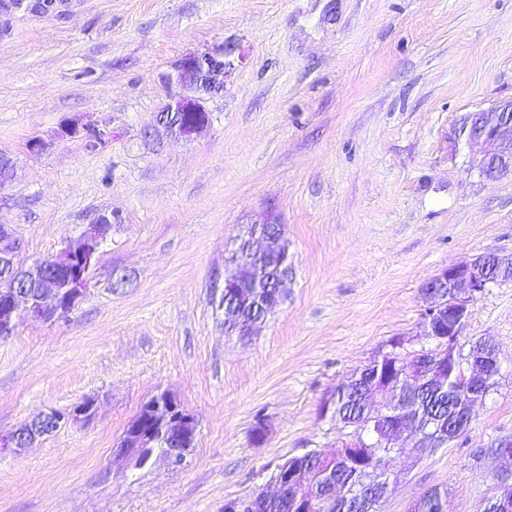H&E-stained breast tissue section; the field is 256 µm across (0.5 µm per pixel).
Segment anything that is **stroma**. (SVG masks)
Listing matches in <instances>:
<instances>
[{
  "instance_id": "stroma-1",
  "label": "stroma",
  "mask_w": 512,
  "mask_h": 512,
  "mask_svg": "<svg viewBox=\"0 0 512 512\" xmlns=\"http://www.w3.org/2000/svg\"><path fill=\"white\" fill-rule=\"evenodd\" d=\"M243 51L206 95L195 138L156 123L195 91L190 52ZM512 98V0H61L0 18V224L18 264L55 253L98 214L120 215L91 288L55 322L18 313L0 339V436L86 397L97 412L0 454V512H223L273 491L288 457L340 448L322 415L357 369L420 339L422 287L441 269L512 254V176L486 181L454 136ZM69 118L109 131L62 136ZM39 149H32V142ZM287 226L295 274L252 338L224 333L225 259L264 212ZM127 275L113 290V274ZM459 346L493 337L497 385L467 432L393 456L381 512L434 486L448 512H483L512 441V281L470 306ZM168 391L198 422L178 467L114 453L141 405ZM265 426L262 441L253 430Z\"/></svg>"
}]
</instances>
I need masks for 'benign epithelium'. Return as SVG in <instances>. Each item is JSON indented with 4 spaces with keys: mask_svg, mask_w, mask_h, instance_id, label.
<instances>
[{
    "mask_svg": "<svg viewBox=\"0 0 512 512\" xmlns=\"http://www.w3.org/2000/svg\"><path fill=\"white\" fill-rule=\"evenodd\" d=\"M56 0H0V17L16 12H38L55 4ZM234 49L215 52L188 53L176 66V81L189 83L205 94L223 88L225 69L234 62H243V54L230 59ZM158 124L185 139L201 133L209 124V114L199 99L175 98L158 114ZM65 137L81 136L101 142L110 133L97 129L76 118L67 119L61 126ZM456 143L469 152L471 163L488 180L512 175V98L501 100L491 107L475 112L462 123ZM117 219L111 214H100L91 228L63 246L47 259L35 261L23 268L15 263L20 240L6 225L0 224V339L13 335L15 315L24 308L35 321H56L70 314L91 287L92 272L99 250L112 231ZM234 265L224 275L220 306L224 309V335L245 340L253 335L256 324L266 320L283 304L284 284L292 278L294 264L286 237L285 225L272 214L248 225L238 238V247L227 259ZM507 269L512 272V255H484L462 265L442 269L426 282L423 293L430 299L424 317L422 338L434 343V348L406 356L397 352L405 340L396 339L392 351L381 355L380 360L392 362V371L386 384L374 386L383 403L371 407V419L386 412L391 417L389 431L379 442L399 455L422 456L437 446L439 438L421 433V443L407 448L399 442L401 431L407 428L405 412L393 407L395 402L391 387L429 381L445 385L455 380L454 391L459 416L448 422V439L452 440L469 429L472 408L486 397L492 379L500 376L502 360L496 343L492 340L477 349L484 363L483 368H473L464 363L458 348V336L470 315V305L478 293L494 279L491 272ZM438 316L450 319L448 332L437 331L434 320ZM95 415V403L84 398L67 413L50 412L23 424L11 433L0 436V453L27 448L41 437L60 427L62 423L85 424ZM197 421L181 409L167 392H162L143 405L137 416L127 426L114 448L136 469L146 466L154 452L161 448L164 457L174 466L185 459L187 445L195 439ZM336 457L321 450H310L288 458L279 467L274 479L276 496L288 502L297 512H310L316 502L336 500L334 488L326 487L319 498L311 494L316 486V470ZM363 466L368 482L361 493L372 495V488L383 483L389 487L396 479L386 471L383 458H364ZM268 498L259 491L245 498L224 503V512H257L258 504ZM484 512H512V477L500 479L494 494L487 500Z\"/></svg>",
    "mask_w": 512,
    "mask_h": 512,
    "instance_id": "obj_1",
    "label": "benign epithelium"
}]
</instances>
